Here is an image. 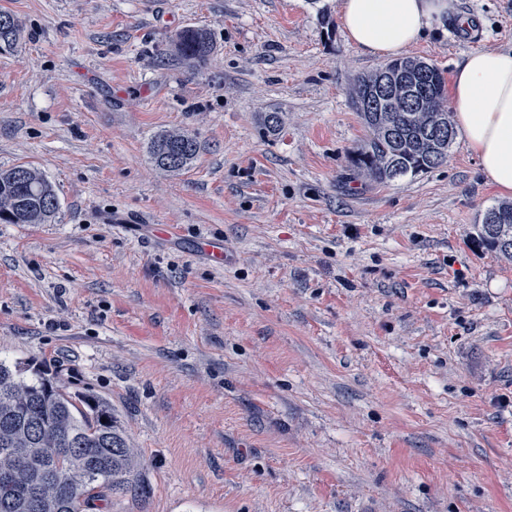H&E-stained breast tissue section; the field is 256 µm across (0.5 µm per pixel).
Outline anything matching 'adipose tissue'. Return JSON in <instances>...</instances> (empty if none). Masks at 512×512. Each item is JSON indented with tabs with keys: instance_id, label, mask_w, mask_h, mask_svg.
I'll return each mask as SVG.
<instances>
[{
	"instance_id": "1",
	"label": "adipose tissue",
	"mask_w": 512,
	"mask_h": 512,
	"mask_svg": "<svg viewBox=\"0 0 512 512\" xmlns=\"http://www.w3.org/2000/svg\"><path fill=\"white\" fill-rule=\"evenodd\" d=\"M455 0H340L339 21L362 52L397 56L454 11ZM450 106L485 179L512 194V48L467 52L451 74Z\"/></svg>"
}]
</instances>
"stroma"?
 Wrapping results in <instances>:
<instances>
[{
  "instance_id": "obj_1",
  "label": "stroma",
  "mask_w": 512,
  "mask_h": 512,
  "mask_svg": "<svg viewBox=\"0 0 512 512\" xmlns=\"http://www.w3.org/2000/svg\"><path fill=\"white\" fill-rule=\"evenodd\" d=\"M338 3L0 0L25 31L0 169L59 200L0 224V360L111 404L140 468L91 512H512V261L474 240L501 198L459 138L420 176L353 172L349 89L382 61ZM457 8L474 32L406 56L512 48V0ZM169 131L198 143L178 172L150 158ZM171 48L186 64L198 65L213 55L214 41L207 29L187 26L175 35Z\"/></svg>"
}]
</instances>
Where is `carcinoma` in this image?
<instances>
[{"instance_id":"1","label":"carcinoma","mask_w":512,"mask_h":512,"mask_svg":"<svg viewBox=\"0 0 512 512\" xmlns=\"http://www.w3.org/2000/svg\"><path fill=\"white\" fill-rule=\"evenodd\" d=\"M23 29L0 11V51L18 47ZM172 52L189 65L214 53L211 33L187 26ZM445 77L433 63L406 58L357 77L351 104L366 129L351 163L381 183L426 174L448 157L456 131L448 115ZM391 85L416 88L415 105L400 106L382 94ZM195 138L166 132L153 143L151 160L179 171L195 157ZM58 208L53 185L36 169L0 170V223L48 224ZM503 224H478L486 248L512 259V204L488 209ZM139 462L112 417V407L88 391H73L28 363L0 361V512H87L94 502L125 489Z\"/></svg>"}]
</instances>
